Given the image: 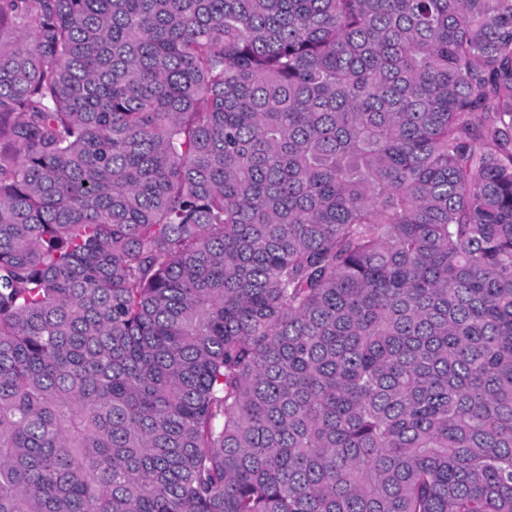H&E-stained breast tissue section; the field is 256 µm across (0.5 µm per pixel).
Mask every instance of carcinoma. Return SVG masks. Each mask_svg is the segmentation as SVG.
Masks as SVG:
<instances>
[{"label": "carcinoma", "mask_w": 512, "mask_h": 512, "mask_svg": "<svg viewBox=\"0 0 512 512\" xmlns=\"http://www.w3.org/2000/svg\"><path fill=\"white\" fill-rule=\"evenodd\" d=\"M0 512H512V0H0Z\"/></svg>", "instance_id": "1"}]
</instances>
